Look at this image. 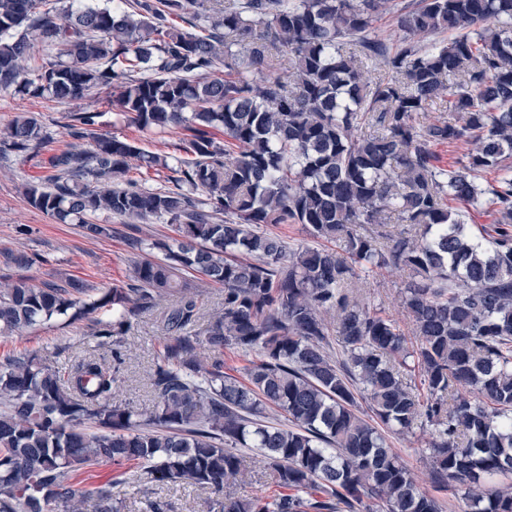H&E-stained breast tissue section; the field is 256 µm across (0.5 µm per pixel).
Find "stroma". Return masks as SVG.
Here are the masks:
<instances>
[{
	"label": "stroma",
	"mask_w": 512,
	"mask_h": 512,
	"mask_svg": "<svg viewBox=\"0 0 512 512\" xmlns=\"http://www.w3.org/2000/svg\"><path fill=\"white\" fill-rule=\"evenodd\" d=\"M78 109L97 113V133L134 141L146 152L175 154L177 144L186 136L180 127L162 134L139 130L117 115L104 90H95L81 100L64 103L47 95L36 98L0 88V130L19 113L32 112L51 136L50 143L37 154L19 157L9 153L0 159V249L39 256L38 262L25 268L0 259V278L26 276L41 283L74 277L97 288H109L128 281L131 276L130 253L125 241L129 233L127 227L118 226L116 234L109 237L89 239L78 225L56 223L52 217L32 207L24 195L25 184L44 174L49 156L69 144L65 115ZM410 278L407 270L382 269L370 276L367 284L375 303L406 332L411 331L412 324L399 306L398 292ZM163 312V307L159 306L141 313L132 320L119 344L102 342L95 334L98 322L112 318L111 313L104 311L96 318L69 327L52 322L20 334L0 335V360L34 352L46 365L61 369L87 353H95L112 365L119 402L147 414L155 405L148 375L157 353L169 340ZM387 439L401 461L418 476L421 486L435 494L442 512H461L463 492L437 490L430 478L431 458L425 429L416 427L401 435L391 433ZM150 500L160 503L162 512H210L209 493L194 486L180 484L162 488L133 478L113 484L112 501L120 512H145V504Z\"/></svg>",
	"instance_id": "1"
}]
</instances>
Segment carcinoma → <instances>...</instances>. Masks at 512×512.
Wrapping results in <instances>:
<instances>
[{
    "mask_svg": "<svg viewBox=\"0 0 512 512\" xmlns=\"http://www.w3.org/2000/svg\"><path fill=\"white\" fill-rule=\"evenodd\" d=\"M389 3L133 0L131 13L60 17L42 0H0L1 88L68 102L110 89L138 128L187 131L185 156L146 153L96 134L97 113L69 112L68 135L89 147L50 156L26 187L32 206L90 238L111 232L101 213L175 237L154 243L156 260L129 239L123 286L0 281L1 335L106 309L115 320L96 336L119 343L131 319L176 302L145 419L94 355L64 370L35 353L0 362V512H118L112 484L129 464L157 485L211 490L217 512H441L359 398L390 430L429 429L431 478L467 487L464 512H512V0H418L398 15L394 50L371 37ZM40 45L59 59L31 70ZM49 140L23 112L0 131V154ZM459 141L466 162L440 166L435 148ZM134 162L174 173L173 187L127 179ZM483 216L494 232H469ZM267 224H299L319 245ZM378 268L412 272L399 299L413 343L355 293ZM185 271L224 287L204 337ZM226 348L257 354L244 380L224 372ZM266 406L287 423L261 421ZM242 448L282 492L235 496ZM104 464L114 480L78 488Z\"/></svg>",
    "mask_w": 512,
    "mask_h": 512,
    "instance_id": "obj_1",
    "label": "carcinoma"
}]
</instances>
